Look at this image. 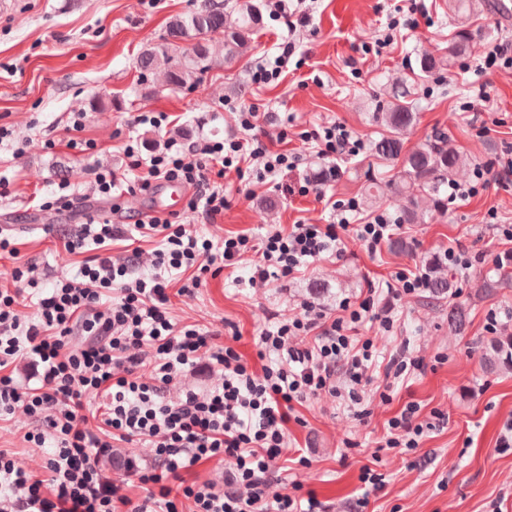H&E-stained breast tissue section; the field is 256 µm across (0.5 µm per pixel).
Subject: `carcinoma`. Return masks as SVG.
<instances>
[{"label":"carcinoma","mask_w":512,"mask_h":512,"mask_svg":"<svg viewBox=\"0 0 512 512\" xmlns=\"http://www.w3.org/2000/svg\"><path fill=\"white\" fill-rule=\"evenodd\" d=\"M263 5L258 0H195L193 11L171 20L164 43L146 48L138 59L140 73L164 72L167 85L173 89H194L213 66H227L242 58L250 49L253 35L264 25ZM471 40L469 30L461 26L444 54L423 55L418 59L419 72L430 76L445 70L467 51ZM224 49L223 57L212 54L214 43ZM417 120L411 87L400 86L382 109L373 113V121L383 127L380 139L374 142L376 160L397 169L390 179L367 175L365 199L376 200L395 196L404 202L403 221L425 224L444 208L443 194L449 177L468 163L446 136H428L423 144L404 149L403 136ZM429 291L436 300L448 299V322L458 332L466 325V308L454 300L455 285L438 265L429 266ZM485 366L497 363L512 365V342L495 351V357L483 358Z\"/></svg>","instance_id":"cac0c4a2"}]
</instances>
